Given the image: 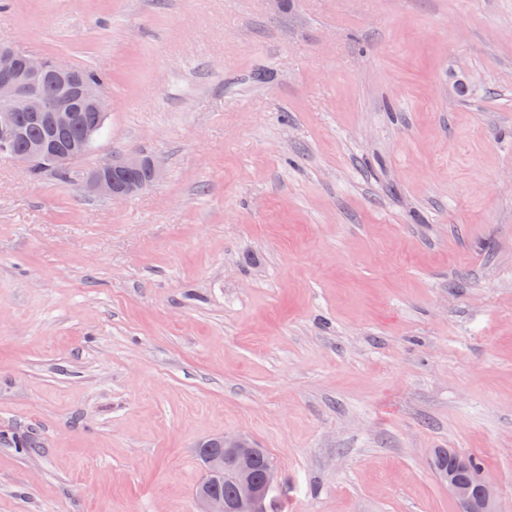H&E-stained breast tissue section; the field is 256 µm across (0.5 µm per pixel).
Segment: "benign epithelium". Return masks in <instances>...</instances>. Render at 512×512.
<instances>
[{
	"label": "benign epithelium",
	"instance_id": "obj_1",
	"mask_svg": "<svg viewBox=\"0 0 512 512\" xmlns=\"http://www.w3.org/2000/svg\"><path fill=\"white\" fill-rule=\"evenodd\" d=\"M109 109L103 90L86 82L73 65L59 57L27 53L9 38L0 40V158L25 172L37 166L69 168L93 145ZM19 112L26 113L28 123L43 127L47 136L17 147L22 135ZM143 166L151 171L147 181L116 178ZM159 176L160 169L152 158L131 150L85 172L82 186L92 195L126 197L147 189ZM199 447L203 448L199 459L210 483L196 492L193 512H267V501L281 488L274 464L266 465L258 482L247 472L231 467L237 460L258 454L247 436L225 434L209 438ZM226 477L236 482L230 498L212 488V483ZM441 477L460 512H503L496 488L483 472L464 480L450 467Z\"/></svg>",
	"mask_w": 512,
	"mask_h": 512
}]
</instances>
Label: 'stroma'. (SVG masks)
Returning <instances> with one entry per match:
<instances>
[{"label": "stroma", "mask_w": 512, "mask_h": 512, "mask_svg": "<svg viewBox=\"0 0 512 512\" xmlns=\"http://www.w3.org/2000/svg\"><path fill=\"white\" fill-rule=\"evenodd\" d=\"M0 37L111 102L71 181L0 158V512H192L229 433L269 512H457L442 448L512 512V0H0ZM130 150L153 186L83 190ZM148 166L151 177L148 181L137 179L118 180L116 174H130ZM160 176L157 163L136 150L112 155V159L85 172L82 176L84 190L100 197H126L143 191L154 184Z\"/></svg>", "instance_id": "obj_1"}]
</instances>
